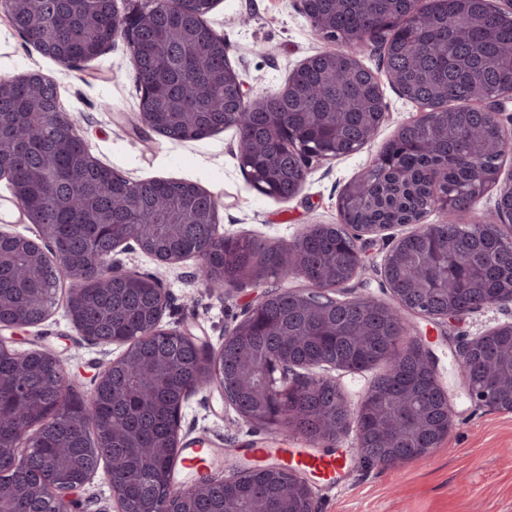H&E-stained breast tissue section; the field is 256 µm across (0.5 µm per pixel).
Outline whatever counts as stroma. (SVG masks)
<instances>
[{
  "mask_svg": "<svg viewBox=\"0 0 512 512\" xmlns=\"http://www.w3.org/2000/svg\"><path fill=\"white\" fill-rule=\"evenodd\" d=\"M205 22L223 35L232 65L254 94L284 87L307 57L329 48L298 10L296 0H217ZM359 59L382 82L384 121L359 152L313 165L299 194L284 200L253 188L238 158L234 129L183 143L150 130L134 132L139 95L130 48L123 40L64 73L0 13V75L37 71L55 78L60 109L76 117L78 130L98 161L133 182L163 178L197 183L215 196L217 220L225 236L270 244L294 240L309 224L339 223L338 199L344 186L373 164L400 126L422 113L419 105L386 83L373 47H365ZM409 231V226H396L367 240L365 265L346 284L344 296L392 303L383 284L382 259ZM122 260L129 270L151 275L167 289L164 326H184L214 347L222 344L268 287L264 280L247 281L216 292L196 278L195 261L163 264L137 249L126 251ZM510 321L512 303L479 309L441 325L416 319L417 329L434 340L454 425L437 448L404 465L383 468L367 463L357 453L350 433L316 444L284 428L255 426L226 408L215 389L184 403L180 445L202 443L219 449L214 468L218 474L255 466L251 455L255 448H305L340 456L345 470L338 485H327L313 475L307 478L320 512H512V413L474 405L461 385L453 357L460 344ZM0 338L11 340L16 349H37L60 358L85 395L93 387L99 362L123 352L117 344L85 341L62 302L45 322L24 330H2Z\"/></svg>",
  "mask_w": 512,
  "mask_h": 512,
  "instance_id": "35a3bbf8",
  "label": "stroma"
}]
</instances>
